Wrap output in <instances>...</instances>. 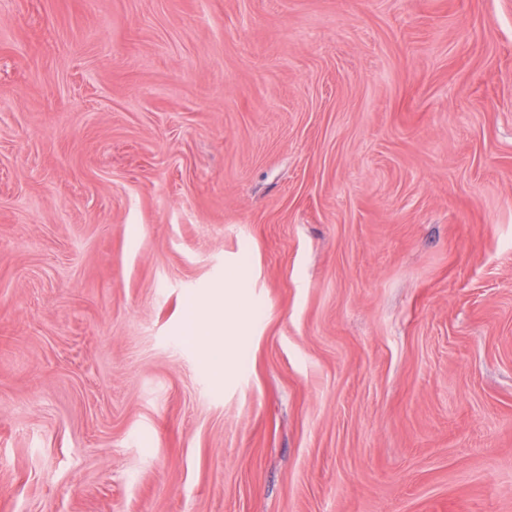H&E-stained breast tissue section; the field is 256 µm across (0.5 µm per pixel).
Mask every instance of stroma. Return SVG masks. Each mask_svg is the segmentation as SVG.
<instances>
[{
  "label": "stroma",
  "instance_id": "obj_1",
  "mask_svg": "<svg viewBox=\"0 0 512 512\" xmlns=\"http://www.w3.org/2000/svg\"><path fill=\"white\" fill-rule=\"evenodd\" d=\"M0 512H512V0H0ZM200 334V345L206 362L216 374H224V339L223 342L215 341L212 336H207L205 330H201Z\"/></svg>",
  "mask_w": 512,
  "mask_h": 512
}]
</instances>
